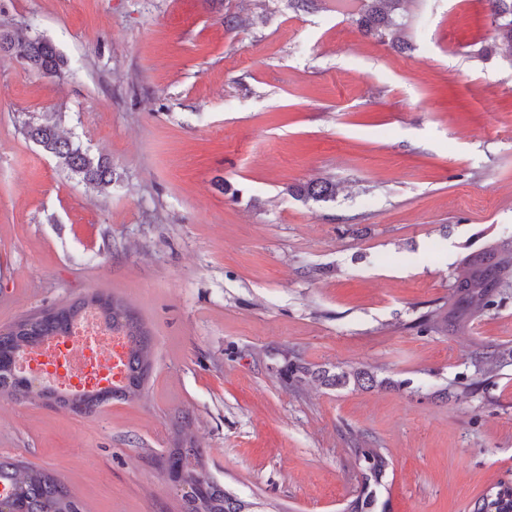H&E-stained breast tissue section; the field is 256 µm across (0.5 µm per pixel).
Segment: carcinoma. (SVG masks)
Segmentation results:
<instances>
[{"instance_id": "obj_1", "label": "carcinoma", "mask_w": 512, "mask_h": 512, "mask_svg": "<svg viewBox=\"0 0 512 512\" xmlns=\"http://www.w3.org/2000/svg\"><path fill=\"white\" fill-rule=\"evenodd\" d=\"M360 2L353 18L354 23L365 36L384 38L386 31L395 26V17L403 0ZM489 8L495 19L496 38L512 48V0H489ZM0 59L19 62L45 75H56L64 66V59L53 43L30 38L19 31L0 34ZM24 134L45 153L58 158L83 182L106 186L114 181L112 162L101 156H92L80 143L64 136L55 117L47 115L39 122L25 123ZM301 193L307 198L326 201L335 197L336 186L327 181L312 182L304 186ZM452 288L454 300L448 304V309L425 320L423 326L457 327L497 307L500 296L512 288V242L492 243L479 252L467 255L453 274ZM89 307L97 309L112 326L131 339L126 383L112 391V399L136 398L152 364L149 331L130 306L109 295L93 292L63 307L44 308L0 330V356H12L15 351L29 344L31 336L43 339L69 330L81 312ZM470 361L475 373L483 376L487 366L498 362V356L481 346L471 353ZM283 371L285 381L291 386L300 383L302 377L308 374L305 368L293 360L286 362ZM318 380L325 386L337 388L351 382L357 385L372 384L374 376L361 370H343L331 375L323 373ZM22 382L23 379L14 374H0V395L5 398L15 397ZM354 451L362 455L365 463L366 495L362 502H353L348 512H368L375 502V495L370 490L371 483L378 481L385 461L374 450L356 447ZM168 459L175 464L193 468L196 474L203 477L193 493L185 498L188 512H251V503L231 496L223 485L206 472L204 452L189 434L188 427L184 426L178 431ZM1 482L13 489L17 500L26 506L27 512H82L81 503L65 490L54 475L12 457H0ZM481 509L485 512H512V493L505 492L483 503Z\"/></svg>"}]
</instances>
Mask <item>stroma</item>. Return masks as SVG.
<instances>
[{"mask_svg":"<svg viewBox=\"0 0 512 512\" xmlns=\"http://www.w3.org/2000/svg\"><path fill=\"white\" fill-rule=\"evenodd\" d=\"M359 5L0 0V31L66 60H0V328L100 291L155 351L131 401L0 398V456L83 512H185L156 463L185 423L258 512H344L358 438L387 460L373 512H474L512 488V292L462 329L419 324L466 255L512 240V49L486 0H404L384 43ZM53 113L112 185L25 137ZM316 179L334 200L294 195ZM480 344L507 359L476 387ZM287 354L377 384L295 389ZM0 59L19 62L45 75L61 72L65 62L53 43L23 32L0 34Z\"/></svg>","mask_w":512,"mask_h":512,"instance_id":"stroma-1","label":"stroma"}]
</instances>
